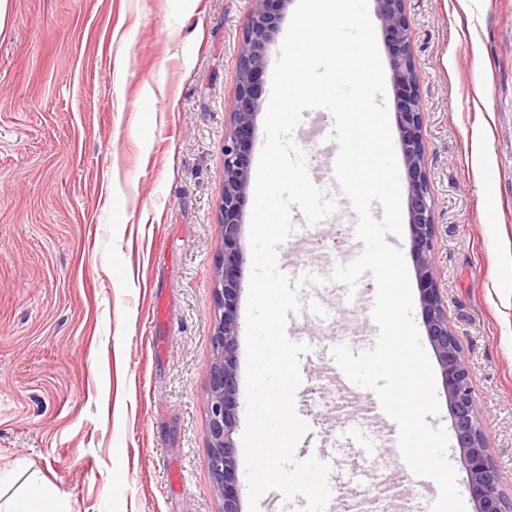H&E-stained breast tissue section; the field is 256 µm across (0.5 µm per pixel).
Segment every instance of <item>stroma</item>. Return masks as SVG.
<instances>
[{
	"instance_id": "35a3bbf8",
	"label": "stroma",
	"mask_w": 512,
	"mask_h": 512,
	"mask_svg": "<svg viewBox=\"0 0 512 512\" xmlns=\"http://www.w3.org/2000/svg\"><path fill=\"white\" fill-rule=\"evenodd\" d=\"M253 0H9L0 26V503L54 482L68 512H219L206 393L219 318L227 107ZM424 107L437 267L478 416L512 497V0H406ZM331 115L293 139L322 168ZM348 254L292 239L326 277L295 409L350 507L431 508L401 459L358 485L330 371L364 315L330 282Z\"/></svg>"
}]
</instances>
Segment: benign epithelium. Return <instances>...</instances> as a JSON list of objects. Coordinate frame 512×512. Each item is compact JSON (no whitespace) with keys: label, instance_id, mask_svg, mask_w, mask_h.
Listing matches in <instances>:
<instances>
[{"label":"benign epithelium","instance_id":"benign-epithelium-1","mask_svg":"<svg viewBox=\"0 0 512 512\" xmlns=\"http://www.w3.org/2000/svg\"><path fill=\"white\" fill-rule=\"evenodd\" d=\"M291 0H254L240 54L238 86L229 102L233 130L224 137V260L217 270L216 303L221 314L213 335L216 351L207 402L209 467L221 512H241L237 462L232 433L238 408L237 309L243 283L240 247L242 209L250 184L249 142L259 108L258 89L267 64V49ZM386 41L396 101V119L407 177L410 249L426 335L434 349L454 421L458 447L467 462V487L477 512H512V498L500 488L488 454L487 435L474 406L471 374L463 349L448 323L438 285L437 225L427 173L423 136V102L415 66L413 39L405 0H374Z\"/></svg>","mask_w":512,"mask_h":512}]
</instances>
